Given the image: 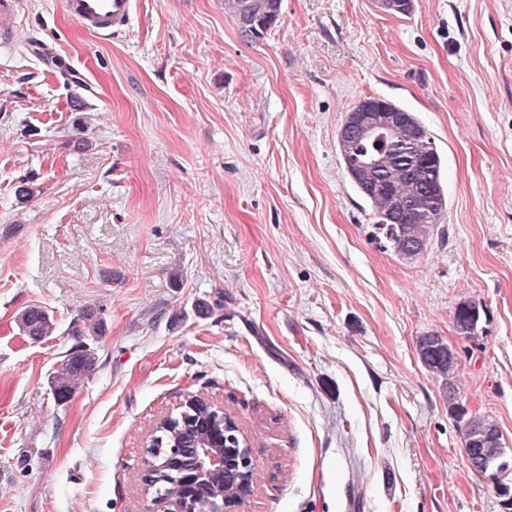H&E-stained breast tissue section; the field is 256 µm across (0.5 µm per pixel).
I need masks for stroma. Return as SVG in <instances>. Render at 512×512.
Instances as JSON below:
<instances>
[{"instance_id":"obj_1","label":"stroma","mask_w":512,"mask_h":512,"mask_svg":"<svg viewBox=\"0 0 512 512\" xmlns=\"http://www.w3.org/2000/svg\"><path fill=\"white\" fill-rule=\"evenodd\" d=\"M133 3L104 41L27 0L0 48V512H153L146 438L190 393L249 438L242 512H504L416 342L458 351L459 403L512 448V0H281L256 40L224 0ZM367 97L441 157L414 258L338 152ZM31 305L54 335L22 332ZM83 310L97 369L60 405ZM482 306L475 301L460 302L453 314L456 331L465 338H473L478 334Z\"/></svg>"}]
</instances>
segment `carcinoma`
<instances>
[{
    "label": "carcinoma",
    "mask_w": 512,
    "mask_h": 512,
    "mask_svg": "<svg viewBox=\"0 0 512 512\" xmlns=\"http://www.w3.org/2000/svg\"><path fill=\"white\" fill-rule=\"evenodd\" d=\"M224 7L236 17L241 32L249 38H260L275 27L280 16V0H224ZM404 138L399 131L390 137V141L381 145L362 143L361 151L373 152L380 148L386 152L387 162L376 171H359L350 175L359 193L370 204L377 219H382L391 205V199L403 200L419 194L420 204L425 209L433 208L436 191L443 186L442 161L427 137L413 152H406L397 141ZM445 210H440L436 219L428 224L411 223L407 208L399 212V221L373 225L377 233L395 252L405 258L420 255L428 246L437 228L443 223ZM482 306L472 300L460 302L453 314L456 331L465 338L478 334ZM22 331L35 338L51 336L56 329V322L48 310L31 305L18 316ZM100 331V324L92 322V315L84 312L71 326L70 335L75 337L95 336ZM417 352L420 361L429 372L440 378L448 388V409L457 418L464 421V449L467 460L475 463L472 471L485 474L490 470L494 474V491L502 498L503 508L512 512V481L504 480L506 472L512 465L503 461L506 448L502 447L491 457L487 455L489 445L484 440L499 431L491 420L478 415L466 416V412L457 402L456 370L457 358L454 350L448 349V343L440 336L429 334L419 337ZM97 367V354L90 346L79 343L69 354L65 355L61 366L49 379L50 393L53 399L63 404L71 398ZM209 417L201 408L188 409L179 419L177 431L182 451L176 456L174 466L157 475V486L167 488L176 483L183 473H191L196 468L193 445L197 441L198 421Z\"/></svg>",
    "instance_id": "cac0c4a2"
}]
</instances>
